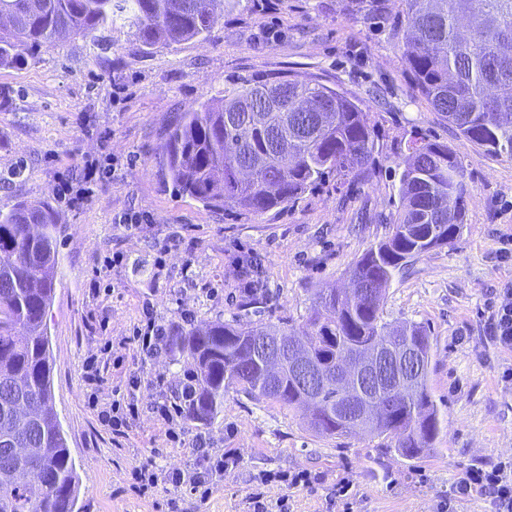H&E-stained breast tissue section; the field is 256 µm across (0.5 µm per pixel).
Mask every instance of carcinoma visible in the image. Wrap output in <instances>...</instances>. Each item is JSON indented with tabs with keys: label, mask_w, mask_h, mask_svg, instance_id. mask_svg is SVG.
<instances>
[{
	"label": "carcinoma",
	"mask_w": 512,
	"mask_h": 512,
	"mask_svg": "<svg viewBox=\"0 0 512 512\" xmlns=\"http://www.w3.org/2000/svg\"><path fill=\"white\" fill-rule=\"evenodd\" d=\"M0 0V68L22 69L42 45L94 36L119 22L135 28L141 48L204 40L217 11L239 0ZM403 58L414 88L448 117L460 136L493 156H512V0H405ZM298 131L288 148L275 145L286 127ZM368 113L345 93L286 74L233 83L220 95L177 113L168 129L160 174L177 194L231 213H264L317 188L326 175H372ZM400 174V210L391 235L353 265L350 279L370 288L317 295L302 329L216 320L181 329L170 346L187 353L196 392L188 415L204 423L224 407V390L238 384L257 398L290 408L307 406L308 429L345 436L357 429L395 436V451L416 459L443 430L429 388L427 330L406 323L387 330L381 304L395 272L460 234L470 191L464 169L445 144L408 142ZM253 165L243 181L237 168ZM59 213L50 200L0 207V512H78V480L54 411L46 319L58 264ZM263 336L298 340L333 372L303 399L291 375L267 374L256 349ZM391 354L409 349L419 360L412 386L370 393L348 383L340 363L354 350ZM368 404L378 415L358 420Z\"/></svg>",
	"instance_id": "carcinoma-1"
}]
</instances>
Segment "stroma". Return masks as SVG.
Returning a JSON list of instances; mask_svg holds the SVG:
<instances>
[{
  "label": "stroma",
  "instance_id": "obj_1",
  "mask_svg": "<svg viewBox=\"0 0 512 512\" xmlns=\"http://www.w3.org/2000/svg\"><path fill=\"white\" fill-rule=\"evenodd\" d=\"M240 0L218 17L209 37L136 48L119 24L91 37L47 43L21 71L0 69V205L56 200L58 178L82 158L111 157L88 203H58L59 261L48 316L54 406L78 475L80 512H435L462 473L512 458V350L489 332L497 294L512 284V157L491 156L461 137L414 88L402 59L404 0H377L358 12L352 0ZM274 38H267V31ZM287 73L346 92L368 112L375 132L371 178L327 179L295 202L265 213L230 214L173 192L158 172L165 132L177 112L244 79ZM129 80L112 100V81ZM448 145L471 191L454 243L434 249L391 282L382 320L424 326L431 336L429 387L446 428L440 443L408 460L395 441L356 433H311L297 409L256 399L241 387L224 394L208 424L162 421L156 408L177 402L187 356L132 338L145 312L176 331L218 319L305 326L318 289H344L352 265L391 232L409 140ZM150 223L127 231L126 212ZM123 263L95 282L106 256ZM258 261L263 293L243 288ZM112 342L119 365L90 383L86 360ZM136 404L127 437L114 446L98 418L113 398ZM205 451H198V443ZM235 455L224 472L221 454ZM163 470L210 469L207 498L142 495L132 472L146 461ZM305 473L308 484L282 482ZM349 503L337 500L340 480Z\"/></svg>",
  "mask_w": 512,
  "mask_h": 512
}]
</instances>
